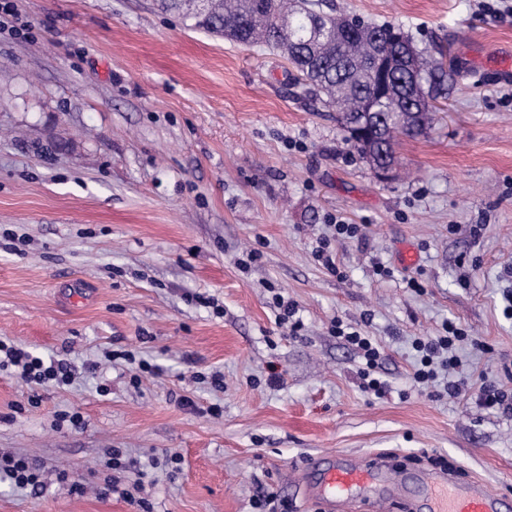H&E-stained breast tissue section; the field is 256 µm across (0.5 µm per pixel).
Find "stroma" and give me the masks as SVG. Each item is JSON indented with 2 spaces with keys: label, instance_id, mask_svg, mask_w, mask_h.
Instances as JSON below:
<instances>
[{
  "label": "stroma",
  "instance_id": "stroma-1",
  "mask_svg": "<svg viewBox=\"0 0 512 512\" xmlns=\"http://www.w3.org/2000/svg\"><path fill=\"white\" fill-rule=\"evenodd\" d=\"M332 2L448 61L440 110L401 139L388 183L281 51L189 28L153 0H12L0 17V339L75 374L35 407L0 374V453L44 483L1 478L0 512H135L105 489L110 448L153 512H254L262 488L290 512H386L297 485L311 459L377 452L512 496V414L476 398L486 376L512 390V73L494 57L512 49V11ZM332 216L364 227L335 243L333 272L313 256ZM276 291L298 306L297 335L276 321ZM336 320L381 345L385 396L361 388ZM447 321L468 336L464 385L437 398L412 378V343ZM112 350L163 373L131 383ZM0 476L8 478L16 487L37 490L41 486L40 473L26 457L0 454Z\"/></svg>",
  "mask_w": 512,
  "mask_h": 512
}]
</instances>
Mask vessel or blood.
Returning <instances> with one entry per match:
<instances>
[{
    "mask_svg": "<svg viewBox=\"0 0 512 512\" xmlns=\"http://www.w3.org/2000/svg\"><path fill=\"white\" fill-rule=\"evenodd\" d=\"M386 462L378 456L364 465L313 463L318 491L328 499H349L376 494L385 483L381 472ZM419 481L437 504L436 512H503L504 504L497 496L487 493L480 483L462 486L441 470L427 471Z\"/></svg>",
    "mask_w": 512,
    "mask_h": 512,
    "instance_id": "1",
    "label": "vessel or blood"
}]
</instances>
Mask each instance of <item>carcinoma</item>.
<instances>
[{
	"label": "carcinoma",
	"instance_id": "cac0c4a2",
	"mask_svg": "<svg viewBox=\"0 0 512 512\" xmlns=\"http://www.w3.org/2000/svg\"><path fill=\"white\" fill-rule=\"evenodd\" d=\"M163 12L178 15L194 29L243 44L283 50L306 85L336 108L345 141L366 161L397 158L400 138H414L431 123L437 99L435 69L420 51L419 77L403 68L412 38L399 27L352 17L346 30L329 24L336 9L322 0H156Z\"/></svg>",
	"mask_w": 512,
	"mask_h": 512
}]
</instances>
